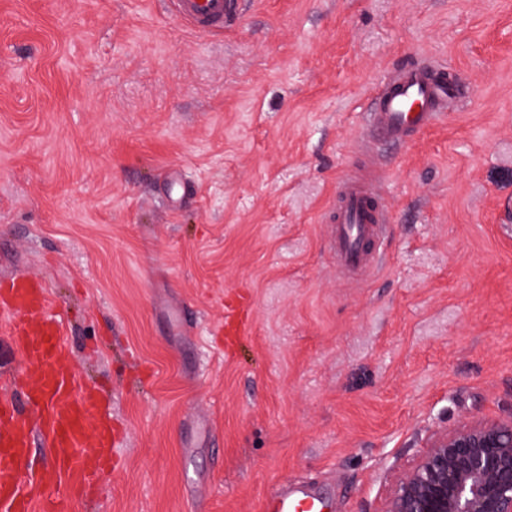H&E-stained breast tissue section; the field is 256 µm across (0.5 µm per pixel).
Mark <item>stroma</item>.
I'll return each instance as SVG.
<instances>
[{
  "instance_id": "stroma-1",
  "label": "stroma",
  "mask_w": 512,
  "mask_h": 512,
  "mask_svg": "<svg viewBox=\"0 0 512 512\" xmlns=\"http://www.w3.org/2000/svg\"><path fill=\"white\" fill-rule=\"evenodd\" d=\"M0 0V277L40 281L112 415L71 512H382L463 421L512 415V0ZM466 90L380 151L382 266L323 217L407 57ZM174 14L197 33L213 35L238 23L242 11L241 0H170ZM308 504V508H301V505ZM270 508L268 511L264 506L261 507L263 512H322L314 503L305 502L299 499H294L288 496V483L283 485L277 495L271 499Z\"/></svg>"
}]
</instances>
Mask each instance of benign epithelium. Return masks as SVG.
Listing matches in <instances>:
<instances>
[{"label": "benign epithelium", "instance_id": "7a95c632", "mask_svg": "<svg viewBox=\"0 0 512 512\" xmlns=\"http://www.w3.org/2000/svg\"><path fill=\"white\" fill-rule=\"evenodd\" d=\"M383 512H512V415L436 435L401 474Z\"/></svg>", "mask_w": 512, "mask_h": 512}]
</instances>
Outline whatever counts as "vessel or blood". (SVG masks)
Returning <instances> with one entry per match:
<instances>
[{
  "instance_id": "obj_1",
  "label": "vessel or blood",
  "mask_w": 512,
  "mask_h": 512,
  "mask_svg": "<svg viewBox=\"0 0 512 512\" xmlns=\"http://www.w3.org/2000/svg\"><path fill=\"white\" fill-rule=\"evenodd\" d=\"M178 19L198 33L213 35L238 23L242 0H173ZM463 89L442 79L435 68L408 63L371 100L361 148L374 154L386 143L405 144L444 120L448 103ZM388 221L381 185L371 169H351L336 184L326 213L328 236L338 270L363 280L376 271L382 224ZM0 309L13 316L10 339L22 368L0 393V512H33L36 501L55 490L83 497L95 474L112 463V421L97 395L79 379L61 336V318L44 289L12 277L0 290ZM52 459L32 471L35 440ZM272 512H319L280 489Z\"/></svg>"
}]
</instances>
